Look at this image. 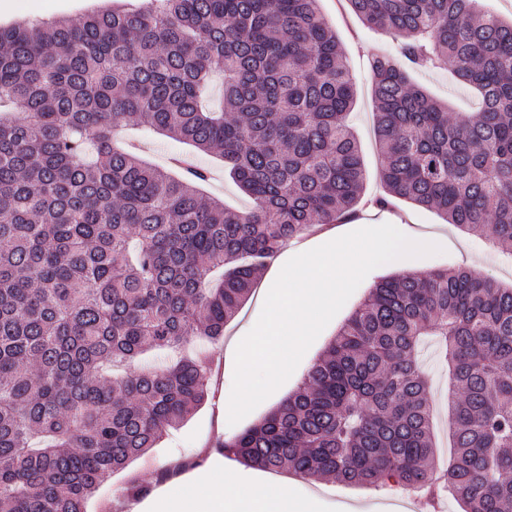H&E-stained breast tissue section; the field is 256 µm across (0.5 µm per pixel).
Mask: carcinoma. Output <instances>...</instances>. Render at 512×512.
<instances>
[{
	"label": "carcinoma",
	"mask_w": 512,
	"mask_h": 512,
	"mask_svg": "<svg viewBox=\"0 0 512 512\" xmlns=\"http://www.w3.org/2000/svg\"><path fill=\"white\" fill-rule=\"evenodd\" d=\"M319 0H147L0 26V512H84L113 473L208 397L210 357L110 368L217 343L273 257L354 217L356 101ZM417 69L451 64L481 107L453 116L372 58L387 195L512 249V19L477 0H348ZM223 109L206 107L214 72ZM150 126L228 164L252 206L206 197L114 145ZM441 343L453 458L439 467L420 342ZM246 466L433 506L512 512V286L468 268L378 280L301 386L217 443Z\"/></svg>",
	"instance_id": "1"
}]
</instances>
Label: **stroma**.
Wrapping results in <instances>:
<instances>
[{
  "label": "stroma",
  "mask_w": 512,
  "mask_h": 512,
  "mask_svg": "<svg viewBox=\"0 0 512 512\" xmlns=\"http://www.w3.org/2000/svg\"><path fill=\"white\" fill-rule=\"evenodd\" d=\"M12 2V13H0L2 26L31 17H79L105 8L109 3L116 6L127 4L128 0ZM319 9L342 43L356 79L357 97L350 119L361 144L366 170L364 193L371 196L381 190L377 180L381 155L373 130L369 60L372 55L391 52L394 41L385 32L369 29L351 11L348 0H319ZM411 79L432 96L444 101L449 111L471 112L478 106L476 95L457 85L451 67L418 70L412 72ZM117 141L121 147L130 149L148 162L161 167L175 165L180 160L204 167L209 171V179L203 187L204 193L223 199L234 208H243L248 204L247 198L228 174H225L223 162L216 157L196 152L186 144L137 126L121 129ZM384 223L408 225L418 233L421 241L439 244L443 251L426 257L396 260L372 270L310 346L291 377L250 414L237 424L231 425L218 414V402L222 394L231 392L233 384L234 363L227 355V343L241 340L255 325L262 309L260 297L271 285L269 273L282 262L281 257H274L267 265L268 275L262 276L250 298L226 326L223 341L209 347L199 340L194 343L195 348H207L211 356V388L207 402L178 428L169 430L156 448L104 482L87 501L86 512H130L132 502L123 496V488L133 480L151 488L168 482L166 470L174 465L180 466L182 473L186 474L193 472L195 462L201 460L208 466L215 463L223 465L225 471L233 475L246 474V467L235 458L215 453L216 440L231 437L258 422L289 393L296 390L309 367L320 357L339 327L381 278L404 271L423 273L438 268L467 266L476 273L496 277L502 285L512 284V258L497 254L483 236L444 222L432 209L403 200H395L389 209L383 211L371 207L360 208L356 220L333 225L332 230L340 236L361 225L369 227ZM418 361L430 379V392L436 408L434 436L439 461L444 464L452 453L448 440V370L439 359L435 343L431 341L422 345L418 352ZM275 478L289 483L301 497L318 496V512H418L423 504L419 495L409 491L400 493L392 486H345L327 479H303L289 472L276 473Z\"/></svg>",
  "instance_id": "35a3bbf8"
}]
</instances>
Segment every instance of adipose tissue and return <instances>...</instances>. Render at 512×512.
<instances>
[{"mask_svg":"<svg viewBox=\"0 0 512 512\" xmlns=\"http://www.w3.org/2000/svg\"><path fill=\"white\" fill-rule=\"evenodd\" d=\"M314 499L299 498L288 485L239 478L215 468L159 486L131 512H314Z\"/></svg>","mask_w":512,"mask_h":512,"instance_id":"adipose-tissue-1","label":"adipose tissue"}]
</instances>
